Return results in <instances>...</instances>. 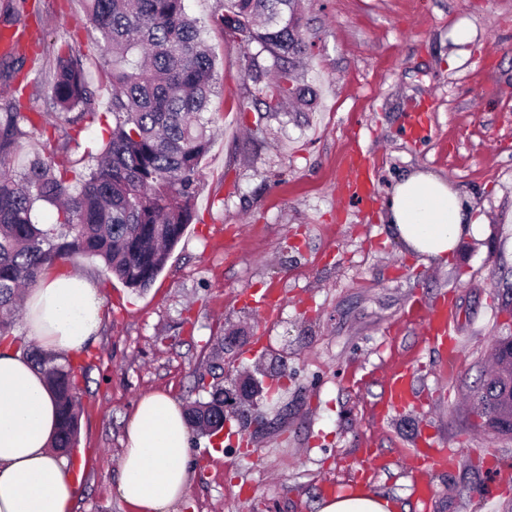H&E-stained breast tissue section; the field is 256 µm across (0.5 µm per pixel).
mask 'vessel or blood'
<instances>
[{
    "label": "vessel or blood",
    "mask_w": 512,
    "mask_h": 512,
    "mask_svg": "<svg viewBox=\"0 0 512 512\" xmlns=\"http://www.w3.org/2000/svg\"><path fill=\"white\" fill-rule=\"evenodd\" d=\"M343 186L349 203L358 208H365L374 199L371 161L359 149L350 150L344 158ZM407 316L421 321L424 340L441 353L443 368L456 371L459 348L458 341L452 334L456 318L452 302L444 299L425 305L415 300L409 304ZM415 393L416 380L410 368L404 365L393 367L383 378V398L379 404L381 414L413 405ZM453 459L452 449L436 447L429 441L423 447L407 452L406 460L416 476L413 494L422 506H429L434 494L430 474L446 468Z\"/></svg>",
    "instance_id": "obj_1"
}]
</instances>
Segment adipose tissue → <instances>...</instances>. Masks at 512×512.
I'll return each mask as SVG.
<instances>
[{"label": "adipose tissue", "mask_w": 512, "mask_h": 512, "mask_svg": "<svg viewBox=\"0 0 512 512\" xmlns=\"http://www.w3.org/2000/svg\"><path fill=\"white\" fill-rule=\"evenodd\" d=\"M399 240L424 261L448 263L462 240L482 237L476 215L448 181L417 172L387 203ZM28 333L52 352H80L100 323L96 288L73 273L44 276L25 299ZM57 409L45 374L21 352H0V512H71L78 484L53 451ZM190 429L182 406L155 392L126 428L117 496L131 512H177L189 481ZM393 500L360 491L323 499L319 512H396Z\"/></svg>", "instance_id": "1"}]
</instances>
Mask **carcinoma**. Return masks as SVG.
Wrapping results in <instances>:
<instances>
[{"label":"carcinoma","instance_id":"1","mask_svg":"<svg viewBox=\"0 0 512 512\" xmlns=\"http://www.w3.org/2000/svg\"><path fill=\"white\" fill-rule=\"evenodd\" d=\"M6 0L0 18L24 25L17 2ZM101 36L102 72L112 86L106 111L112 129L100 146L85 150V172L49 157L28 160L19 173L0 171V346L14 347V315L22 289L78 255L101 259L126 287L143 291L163 270L194 218L200 164L211 147L207 133L218 95L215 59L202 26L185 0H83ZM216 23L243 51L252 86L243 112L268 118L288 106H308L314 89L298 71L308 54L299 0H220ZM32 83L47 86V111L71 140L95 120L99 103L80 56L69 43L56 50ZM40 132L16 98L0 112V157ZM56 210L55 221L35 220L36 203ZM488 377L471 390L478 427L512 430V353L496 348ZM23 354L45 373L59 406L54 448L74 447L80 414L73 363L35 347ZM197 389L208 394L187 412L190 426L211 435L224 427V338L216 339Z\"/></svg>","mask_w":512,"mask_h":512}]
</instances>
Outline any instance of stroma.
I'll use <instances>...</instances> for the list:
<instances>
[{
  "label": "stroma",
  "instance_id": "1",
  "mask_svg": "<svg viewBox=\"0 0 512 512\" xmlns=\"http://www.w3.org/2000/svg\"><path fill=\"white\" fill-rule=\"evenodd\" d=\"M312 44L306 80L313 107L267 121L238 102L248 83L239 46L212 18L217 0H186L205 27L222 96L209 114L212 144L201 162L195 217L154 284L139 292L103 263H68L96 288L101 325L83 353L86 380L72 512H130L116 492L124 429L138 399L168 392L199 399L195 376L216 337L229 378L264 361L276 403L250 421L230 419L221 441L191 435L190 483L178 512H318L326 485L347 495L362 452L383 459L373 490L417 512L404 449L429 436L456 449L432 476L430 512H512V439L471 427L464 397L488 366L491 343L512 335V0H302ZM32 46L50 54L73 39L95 83L99 35L81 0H27ZM467 26L469 43L453 33ZM430 105V131L414 140L403 121ZM375 162L370 211L349 208L339 160L349 146ZM36 154L74 166L81 149L63 136H33L5 160L19 171ZM416 171L448 179L487 218L482 241H462L445 264H427L396 238L385 204ZM273 289L284 307L272 320L249 303ZM453 298L460 365L443 374L421 327L404 320L416 298ZM412 365L418 405L377 421L374 406L392 360ZM477 483L482 492L463 495Z\"/></svg>",
  "mask_w": 512,
  "mask_h": 512
}]
</instances>
